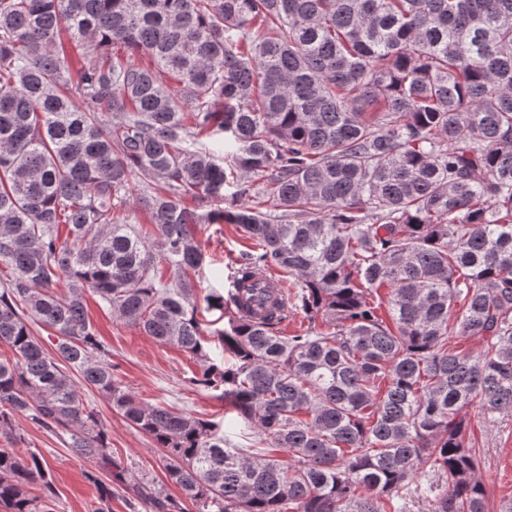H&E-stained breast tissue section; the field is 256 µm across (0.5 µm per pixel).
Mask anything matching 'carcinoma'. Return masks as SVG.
Wrapping results in <instances>:
<instances>
[{
  "label": "carcinoma",
  "mask_w": 512,
  "mask_h": 512,
  "mask_svg": "<svg viewBox=\"0 0 512 512\" xmlns=\"http://www.w3.org/2000/svg\"><path fill=\"white\" fill-rule=\"evenodd\" d=\"M224 223L254 241L205 298L241 309L227 367L197 295L196 227ZM91 297L290 459L127 390ZM0 343V436L68 437L104 504L127 470L80 384L182 494L138 478L134 509L488 512L464 410L512 416V0H0ZM54 498L0 448V512ZM203 327H207V335L204 336L205 342L203 345L208 355L214 360V362L221 365L225 362V365L227 366V363H229L230 360L228 354L224 352V346L221 341L218 340V336L215 334L213 336L215 331H230V324L227 315L224 316L223 320L212 325H203Z\"/></svg>",
  "instance_id": "obj_1"
}]
</instances>
